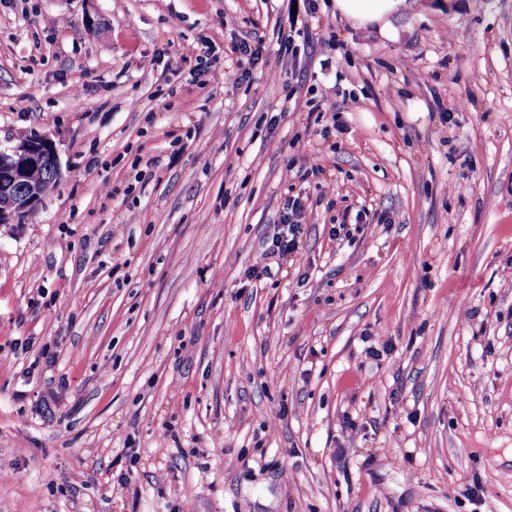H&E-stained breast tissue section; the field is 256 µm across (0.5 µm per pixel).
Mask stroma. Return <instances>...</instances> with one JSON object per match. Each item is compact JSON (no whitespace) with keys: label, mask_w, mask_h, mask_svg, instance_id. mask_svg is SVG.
Here are the masks:
<instances>
[{"label":"stroma","mask_w":512,"mask_h":512,"mask_svg":"<svg viewBox=\"0 0 512 512\" xmlns=\"http://www.w3.org/2000/svg\"><path fill=\"white\" fill-rule=\"evenodd\" d=\"M292 5L0 0V512H512V0ZM342 10L358 15H370L396 10L406 0H336ZM298 17L299 13L290 14L287 20L289 27L282 23L279 26L278 39L280 41V49H284L285 52L290 53L292 56H296L297 53H300L299 45L296 44L295 39V36H299L301 33L298 27ZM47 162L57 172L60 171L56 147L47 137L19 142L11 148H0V224H15L18 217L20 221L30 214L33 210H26L36 207L50 191V185L41 183L53 180L51 189L56 186L60 173L53 175L48 164L36 169ZM31 170L29 180L39 185L27 181ZM284 210L278 223L281 228L276 237L272 238V246L268 248L269 252L265 254V258L278 255L280 259L287 260L299 251V234L302 218L306 212L305 204L299 197L294 199L289 197L284 205Z\"/></svg>","instance_id":"stroma-1"}]
</instances>
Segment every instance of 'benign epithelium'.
Masks as SVG:
<instances>
[{
    "label": "benign epithelium",
    "mask_w": 512,
    "mask_h": 512,
    "mask_svg": "<svg viewBox=\"0 0 512 512\" xmlns=\"http://www.w3.org/2000/svg\"><path fill=\"white\" fill-rule=\"evenodd\" d=\"M46 163L59 168L53 141L39 137L0 148V224H15L24 211L39 204L50 191L48 185L27 181L29 172Z\"/></svg>",
    "instance_id": "benign-epithelium-1"
}]
</instances>
